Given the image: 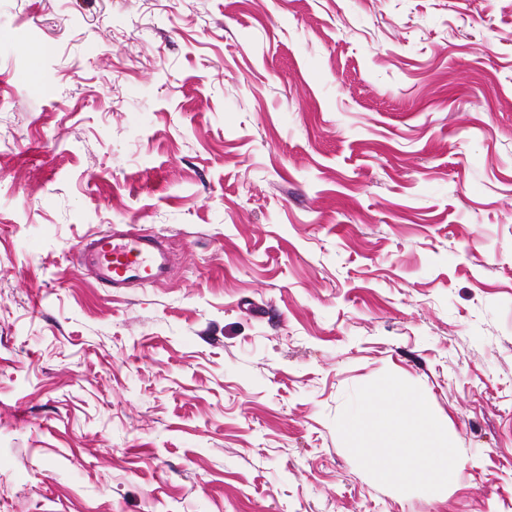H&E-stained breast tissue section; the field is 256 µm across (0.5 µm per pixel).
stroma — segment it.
<instances>
[{
    "label": "stroma",
    "instance_id": "35a3bbf8",
    "mask_svg": "<svg viewBox=\"0 0 512 512\" xmlns=\"http://www.w3.org/2000/svg\"><path fill=\"white\" fill-rule=\"evenodd\" d=\"M387 372L441 491L337 431ZM0 512H512V0H0ZM72 250L80 267L116 292L157 285L171 273L167 247L156 235L140 230L100 232L81 239Z\"/></svg>",
    "mask_w": 512,
    "mask_h": 512
}]
</instances>
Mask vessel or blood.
<instances>
[{
  "label": "vessel or blood",
  "mask_w": 512,
  "mask_h": 512,
  "mask_svg": "<svg viewBox=\"0 0 512 512\" xmlns=\"http://www.w3.org/2000/svg\"><path fill=\"white\" fill-rule=\"evenodd\" d=\"M73 252L80 267L116 291L153 286L171 273L167 247L156 235L141 231L100 232L78 241Z\"/></svg>",
  "instance_id": "obj_1"
}]
</instances>
